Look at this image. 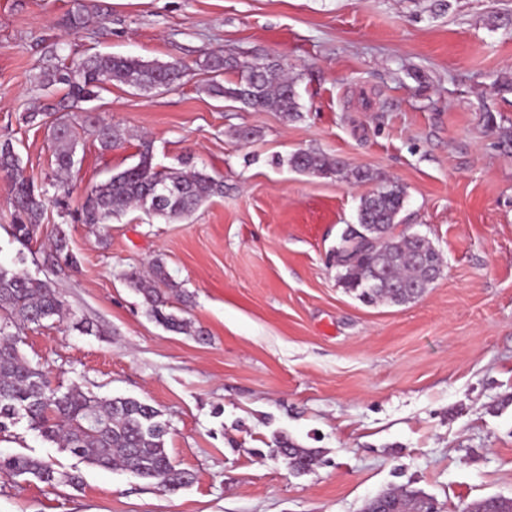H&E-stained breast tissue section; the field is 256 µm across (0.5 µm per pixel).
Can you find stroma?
Segmentation results:
<instances>
[{"instance_id":"stroma-1","label":"stroma","mask_w":512,"mask_h":512,"mask_svg":"<svg viewBox=\"0 0 512 512\" xmlns=\"http://www.w3.org/2000/svg\"><path fill=\"white\" fill-rule=\"evenodd\" d=\"M68 29L75 0H0V140L23 174L54 178L50 128L25 122L57 97L39 74L98 52L179 61L174 89L112 84L84 111L124 129L100 153L83 135L67 183L71 208L137 162L191 157L223 195L166 221L128 211L93 230L48 208L30 249L10 234L12 181L0 175V266L33 262L63 229L78 265L54 281L70 320L19 344L52 386L158 408L168 454L193 483L157 482L83 463L27 422L0 432V455H27L80 489L0 474V512H364L404 486L437 512L512 498V0H95ZM274 60L293 78L300 114L209 96L205 61ZM252 131L243 140L241 131ZM341 160L372 180L301 174L296 151ZM406 192L401 213L445 267L415 302H363L343 288L333 252L378 182ZM161 260L192 333L165 330L126 273ZM286 440L319 452L291 470Z\"/></svg>"}]
</instances>
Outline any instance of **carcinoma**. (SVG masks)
<instances>
[{
	"mask_svg": "<svg viewBox=\"0 0 512 512\" xmlns=\"http://www.w3.org/2000/svg\"><path fill=\"white\" fill-rule=\"evenodd\" d=\"M206 67L213 73L207 86L211 97L239 102L255 110H273L288 118L298 116L293 81L279 63H242L233 57L213 56L206 61ZM226 70H240L244 75L226 86L222 79ZM184 71L186 66L180 62L147 63L125 56L94 54L63 68L43 71L40 84L47 88L63 86V95L45 110L66 112L89 101L105 84L118 83L148 91L158 82L178 84L180 73ZM85 123L103 153L121 147L126 141L120 128L91 115L86 116ZM52 138L57 171H70L79 133L60 118L53 127ZM288 164L300 172L317 176L337 175L345 168L343 162H329L311 151L292 154ZM21 171L20 155L12 141H1L0 173L14 181L11 234L17 243L27 248L36 238L46 205H53L65 217L70 215L69 191L60 189L50 197L45 188L24 178ZM223 193V181L203 170L157 169L153 165L151 142L144 140L137 163L93 186L76 210L75 220L100 228L132 207L150 216L174 220ZM404 203L405 191L396 183L362 197L357 214L358 229L401 222ZM356 230L343 231L338 248L357 239ZM420 250L417 242L401 235L392 239V246L385 253L379 254L373 247L363 246L342 257L338 266L339 280L367 303L379 300L407 303L410 296L418 292L416 286L429 274V262L438 257L433 252L423 262ZM76 263L65 233L57 231L50 246L43 250V270L54 274ZM127 279L157 323L168 331L189 332L187 319L167 311L168 297L164 288L172 290L176 284L169 280L162 261H153L147 272H131ZM66 314L65 301L50 278L41 279L24 270L0 267V431L6 429L9 422L14 424L24 419L42 438L68 449L90 466L120 469L143 479L156 480L172 493L190 485L193 474L176 468L166 451L167 424L161 419V411L138 398H100L77 385L64 391L53 389L45 372L20 353V334ZM276 452L286 456L288 466L298 472L307 470L317 460L316 450L300 448L290 442L278 443ZM0 472L32 475L52 488L61 483L79 487L83 482L78 471L59 472L51 464L25 455H0ZM365 512H432V507L417 493L398 488L371 500ZM461 512H512V499L487 498L461 508Z\"/></svg>",
	"mask_w": 512,
	"mask_h": 512,
	"instance_id": "obj_1",
	"label": "carcinoma"
}]
</instances>
